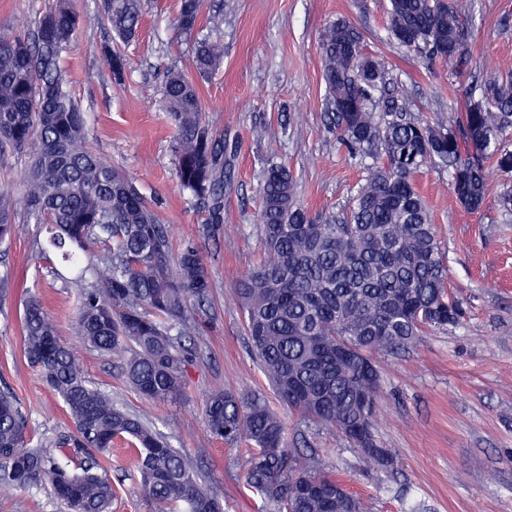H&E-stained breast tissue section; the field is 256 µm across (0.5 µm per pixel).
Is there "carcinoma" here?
<instances>
[{
    "mask_svg": "<svg viewBox=\"0 0 512 512\" xmlns=\"http://www.w3.org/2000/svg\"><path fill=\"white\" fill-rule=\"evenodd\" d=\"M206 0H179L173 29L192 40L189 69L165 71L163 110L172 126L175 176L208 212L200 233L224 234V137L206 120L199 81L224 62V14ZM103 19L121 40L133 37L142 0H103ZM390 35L428 59L457 68L470 60V32L453 0H389ZM82 16L73 0H47L28 37L0 34V145L30 150L17 222L13 190L0 188V244L42 224L48 253L78 265L94 259L92 281L78 289L74 330L84 345L112 356L126 381L150 404L176 401L196 355L182 329H203L198 315L212 293L199 247L175 245L169 225L136 182L89 145L86 113L60 69L75 47ZM331 112L326 130L351 159L371 170L349 207L314 214L299 199L288 167L273 152L257 210L263 256L235 283L250 351L283 404L301 419L331 427L351 441L365 436L367 461L390 462L373 428L380 389L375 357L455 325L461 303L447 286L448 266L414 175L446 169L460 203L479 210L485 198L482 161L512 172V80L468 88L465 123L424 125L375 95L387 79L366 56L355 27L338 20L319 39ZM102 65L115 81L127 59L107 45ZM472 151L462 152L461 142ZM28 364L65 405L74 430L32 444L16 399L0 391V494L50 486L68 512H111L116 490L100 461L112 444L135 445L140 489L171 512H224V501L198 476L197 456L172 447L145 419L93 386L80 358L58 338L42 303L29 298L21 317ZM209 431L232 446L252 445L247 484L274 512H364L342 481L316 457L302 464L288 447L287 423L256 396L213 390L205 403Z\"/></svg>",
    "mask_w": 512,
    "mask_h": 512,
    "instance_id": "carcinoma-1",
    "label": "carcinoma"
}]
</instances>
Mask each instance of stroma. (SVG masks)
Returning <instances> with one entry per match:
<instances>
[{
  "instance_id": "35a3bbf8",
  "label": "stroma",
  "mask_w": 512,
  "mask_h": 512,
  "mask_svg": "<svg viewBox=\"0 0 512 512\" xmlns=\"http://www.w3.org/2000/svg\"><path fill=\"white\" fill-rule=\"evenodd\" d=\"M224 63L202 84L210 125L231 150V181L224 209L233 221L223 241L199 236L206 214L178 186L170 150L171 129L162 110V74L181 66L187 44L173 36L178 0H143L138 34L122 45L128 66L123 84L100 61L114 42L100 17V0H76L83 17L74 50L61 67L73 98L88 114L96 152L134 177L142 193L171 224L175 240L196 241L208 265L213 292L208 327L196 336L197 355L183 395L165 405L144 403L110 355L80 347L72 324L77 268L32 258L28 235L0 247V272L15 275L0 300V390L14 394L29 431L53 436L71 430L62 402L21 354L23 303L38 297L55 319L62 343L79 346L88 379L113 400L143 414L170 444L204 458L203 478L223 494L224 512H270L245 484L244 447L228 448L210 434L204 414L216 388L262 395L288 424V444L316 452L323 467L343 478L367 512H512V224L499 223L498 197L512 175L485 163L482 208L468 211L448 175L421 170L415 184L424 197L443 251L448 287L461 301L462 324L419 337L405 352L379 356L381 389L374 432L392 462L368 464L344 436L288 411L251 356L234 281L262 256L256 221L263 165L270 152L288 164L297 192L311 211L348 206L368 173L350 159L324 127L327 90L319 35L343 19L363 36L367 54L388 73L391 95L404 98L423 123L465 122L466 86L497 76L512 58V0H457L471 32V62L456 72L390 38L388 0H222ZM44 0H0V32H29ZM297 114L287 126V114ZM104 467L117 494L112 512H159L146 499L134 461L115 450ZM0 512H66L46 488L0 496Z\"/></svg>"
}]
</instances>
